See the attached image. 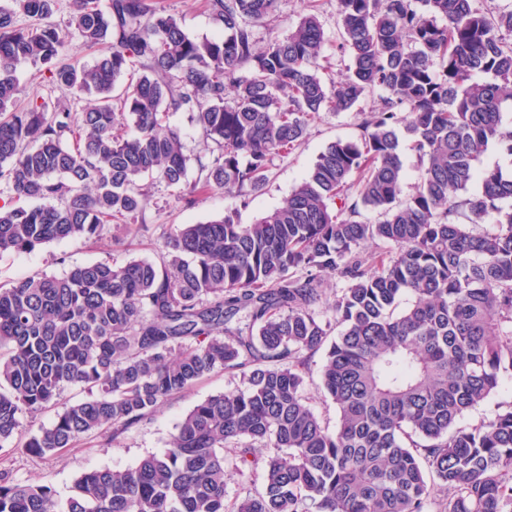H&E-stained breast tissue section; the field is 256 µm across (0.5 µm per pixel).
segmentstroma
Returning <instances> with one entry per match:
<instances>
[{"instance_id":"35a3bbf8","label":"stroma","mask_w":512,"mask_h":512,"mask_svg":"<svg viewBox=\"0 0 512 512\" xmlns=\"http://www.w3.org/2000/svg\"><path fill=\"white\" fill-rule=\"evenodd\" d=\"M151 4L175 14L184 30L191 36L211 37L219 27L205 8V0H150ZM18 100L44 103L47 112L68 109L83 111L87 100L83 95L61 91L50 84L38 66L18 65ZM358 119L355 113H325L313 123L303 143L288 157L276 161L269 182L255 192L248 204L221 190L208 192L188 207L175 193L157 184L148 192L145 211L146 227L132 230L124 245H114L111 238L97 244L64 240L48 244L30 253L0 254V283H11L37 274L62 275L70 268L106 258L122 263L130 258L158 259L163 248L164 234L177 224L206 222L236 210L240 223L250 224L280 205L292 189L307 175L321 151L339 138L354 137ZM238 373L221 370L211 373L184 392L166 400L155 413L138 426L119 435L115 440L100 436L81 441L55 454L36 457L15 443L0 447V472H9L14 482H37L50 485L59 499H67L77 477L83 472L111 467L122 469L150 454L163 452L181 418L207 397L240 388Z\"/></svg>"}]
</instances>
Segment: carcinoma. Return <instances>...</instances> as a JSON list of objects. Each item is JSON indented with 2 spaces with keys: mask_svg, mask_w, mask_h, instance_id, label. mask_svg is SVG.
<instances>
[{
  "mask_svg": "<svg viewBox=\"0 0 512 512\" xmlns=\"http://www.w3.org/2000/svg\"><path fill=\"white\" fill-rule=\"evenodd\" d=\"M477 2L337 0L349 64L328 83L319 0L262 46L255 27L280 0H206L215 38L148 0H74L64 31L45 24L57 0L0 5V183L39 201L0 206L1 253L127 229L156 182L187 205L210 190L246 205L321 114L380 98L253 224L229 211L171 229L157 261L0 287V447L67 386L92 396L27 435V452L126 432L218 368L245 383L196 405L163 453L84 472L64 502L1 472L0 512H225L227 450L264 470L237 512H429L436 491L444 512H512V403L459 426L512 380V176L479 166L490 145L512 156V7ZM73 35L92 64L60 59ZM22 62L93 104L18 107ZM178 111L215 144L208 162L167 125ZM326 274L346 281L331 303ZM320 350L333 428L304 391Z\"/></svg>",
  "mask_w": 512,
  "mask_h": 512,
  "instance_id": "1",
  "label": "carcinoma"
}]
</instances>
